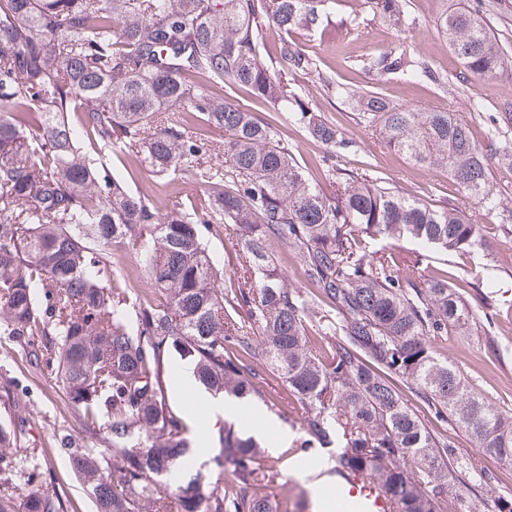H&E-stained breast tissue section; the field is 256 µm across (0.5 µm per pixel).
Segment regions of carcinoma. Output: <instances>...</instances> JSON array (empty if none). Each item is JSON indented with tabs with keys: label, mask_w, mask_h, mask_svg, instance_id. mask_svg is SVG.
Returning <instances> with one entry per match:
<instances>
[{
	"label": "carcinoma",
	"mask_w": 512,
	"mask_h": 512,
	"mask_svg": "<svg viewBox=\"0 0 512 512\" xmlns=\"http://www.w3.org/2000/svg\"><path fill=\"white\" fill-rule=\"evenodd\" d=\"M333 0H0V332L38 343L89 432L104 428L112 451L72 449L74 465L99 471L96 512H290L282 471L231 423L218 428L224 484L161 476L182 464L187 427L167 401V360L194 364L207 389L233 396L299 427L297 447L336 449L335 465L372 475L393 512H473L457 493L462 475L486 479L456 455L448 425L476 448L512 462V409L474 392L442 356L448 336L477 319L471 274L491 239L512 236V209L488 178L491 158L512 168L498 119L487 141L445 110L393 103L375 88L333 87L380 145L413 165L448 172V192L498 224L448 199L435 205L403 193L372 170L342 166L356 142L324 120L291 75L315 59L290 37L324 28ZM372 19L406 31L404 0H364ZM464 70L491 79L512 69L479 7L460 0L437 22ZM283 34L278 67L260 51L264 32ZM361 68L448 82V75L393 47ZM249 88L277 122L224 97ZM296 126L327 150L329 188L293 158L278 125ZM218 130L224 139L209 133ZM119 144L158 177L136 192L110 172ZM191 174L206 187L199 205L177 197ZM239 240L231 273L213 261L209 236ZM417 248L393 251L390 241ZM135 250L151 293L121 271ZM292 249L307 287L282 278L277 248ZM450 252L456 275L424 251ZM489 257V256H487ZM504 274L497 256L489 257ZM502 278L487 279L479 302L512 313ZM41 290L47 306L39 304ZM110 348L99 359L96 340ZM419 398L408 403L403 389ZM16 460L0 489V512H65L30 490L16 502ZM512 512V493L489 496Z\"/></svg>",
	"instance_id": "1"
}]
</instances>
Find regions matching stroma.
I'll return each instance as SVG.
<instances>
[{"instance_id":"stroma-1","label":"stroma","mask_w":512,"mask_h":512,"mask_svg":"<svg viewBox=\"0 0 512 512\" xmlns=\"http://www.w3.org/2000/svg\"><path fill=\"white\" fill-rule=\"evenodd\" d=\"M457 0H407L409 12L417 25L405 32H397L372 20L365 12L362 0H337L330 14V25L324 33L312 36L294 32V39L315 52L317 67L293 76L295 89L326 120L336 125L357 144L356 152L348 154L346 166L350 169L370 168L406 193L422 194L443 203L441 194L448 185V175L441 169H421L405 157L381 149L370 130L359 123L348 104L338 100L333 85L344 84L361 89L379 84L390 101L406 105L432 108L445 107L472 125L476 141H484L490 126L489 118L512 112V97L501 94L502 88H512V72L490 81L463 79L462 65L438 31L435 21L445 4ZM470 5H481L483 17L504 51L512 54V0H469ZM404 46L418 57L426 59L438 70L447 72L448 85L438 89L426 81L407 82L400 78L375 82L359 65L368 54L390 47ZM482 102L484 114H477L472 104ZM494 337L501 352H488L483 335L452 336L444 349L450 364L459 368L476 392L490 397L495 403L512 407V318L499 317L492 323ZM32 342L22 336L0 335V424L22 430L21 448L46 447L57 436L68 434L76 442H84L86 433L76 408L71 405L58 383L55 373L46 361L29 358ZM28 405L38 408L41 418L37 425L14 421L15 407ZM231 421L245 435L255 437L273 461L279 462L284 474V499L294 500L299 489L307 486V471L329 470L328 453L323 449L309 451L294 459H283L277 445L279 434L288 432L287 423L270 415L255 418L250 407L238 410ZM190 466L171 473L170 483L181 484L191 475L208 480L219 476L213 459L219 451L216 429L206 433L189 430ZM59 496L76 507L77 512H93L90 487L76 472L71 457L64 452L53 456H38L27 470V478L19 484L20 493L30 488Z\"/></svg>"}]
</instances>
